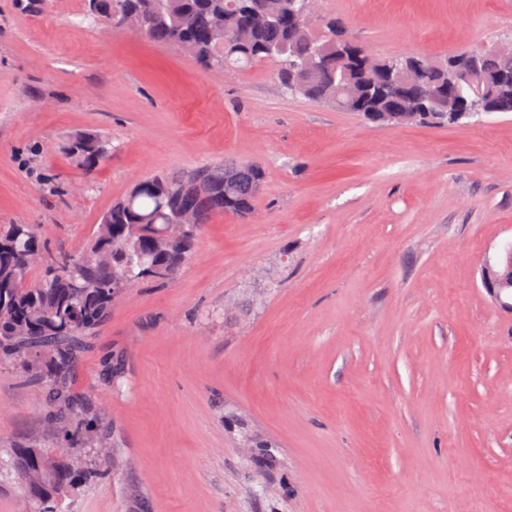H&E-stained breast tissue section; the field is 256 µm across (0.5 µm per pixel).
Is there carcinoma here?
Wrapping results in <instances>:
<instances>
[{
	"mask_svg": "<svg viewBox=\"0 0 512 512\" xmlns=\"http://www.w3.org/2000/svg\"><path fill=\"white\" fill-rule=\"evenodd\" d=\"M90 18L114 30H129L125 20L137 21L134 33L185 48L216 69L241 67L274 59L278 76L290 93L319 103L336 102L337 90L350 103L366 101L375 112L397 105L407 112L405 123L453 125L476 115V96L466 106L433 117L426 111L434 90L446 74L428 65L411 85L398 88L385 76L399 60L380 57L372 65L358 58L336 62L323 54L320 64L306 66L317 44L308 22L292 17L290 0H89ZM492 71L512 72V57L496 50L464 51ZM65 150L87 179H93L114 147L107 137L85 133ZM264 173L250 163L226 162L180 173H154L140 187L113 201L93 236L77 253H46L35 269L28 254L44 244L27 224L0 228V361L23 367L51 383L49 423L60 425L68 441L93 428L92 404L67 390L70 367L85 339L109 319L112 303L142 282H169L179 277L203 225L218 215L245 218L252 214ZM190 213L198 223L186 237L164 234L179 215ZM30 446L0 448V480L24 487L34 466ZM79 470L74 459L50 475L34 512H61Z\"/></svg>",
	"mask_w": 512,
	"mask_h": 512,
	"instance_id": "1",
	"label": "carcinoma"
}]
</instances>
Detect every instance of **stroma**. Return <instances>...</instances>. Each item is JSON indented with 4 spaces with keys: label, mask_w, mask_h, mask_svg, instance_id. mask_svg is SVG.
I'll return each mask as SVG.
<instances>
[{
    "label": "stroma",
    "mask_w": 512,
    "mask_h": 512,
    "mask_svg": "<svg viewBox=\"0 0 512 512\" xmlns=\"http://www.w3.org/2000/svg\"><path fill=\"white\" fill-rule=\"evenodd\" d=\"M0 0V225L76 252L139 178L233 159L250 218L203 227L181 275L132 289L76 360L95 408L64 512H512V113L380 126L84 21ZM376 57L512 42V0H317ZM116 147L94 187L62 153ZM47 382L0 364V448L53 446ZM107 445V459L93 444Z\"/></svg>",
    "instance_id": "1"
}]
</instances>
